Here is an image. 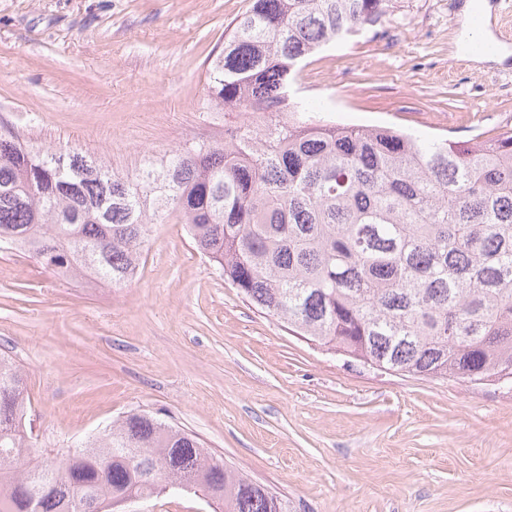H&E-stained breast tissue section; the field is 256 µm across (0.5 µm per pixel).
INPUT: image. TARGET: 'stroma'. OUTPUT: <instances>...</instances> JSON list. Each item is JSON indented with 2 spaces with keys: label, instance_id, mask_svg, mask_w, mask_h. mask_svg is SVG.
Returning <instances> with one entry per match:
<instances>
[{
  "label": "stroma",
  "instance_id": "obj_1",
  "mask_svg": "<svg viewBox=\"0 0 512 512\" xmlns=\"http://www.w3.org/2000/svg\"><path fill=\"white\" fill-rule=\"evenodd\" d=\"M465 0H393L327 46L297 94L323 120L466 141L512 129V44L472 62ZM250 0H0V129L135 176L224 121L205 72ZM0 353L21 367L33 454L61 459L130 412L195 434L288 512H512V388L401 375L253 306L156 224L124 286L0 251Z\"/></svg>",
  "mask_w": 512,
  "mask_h": 512
}]
</instances>
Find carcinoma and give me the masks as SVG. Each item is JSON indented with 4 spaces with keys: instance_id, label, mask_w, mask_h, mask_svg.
Wrapping results in <instances>:
<instances>
[{
    "instance_id": "carcinoma-1",
    "label": "carcinoma",
    "mask_w": 512,
    "mask_h": 512,
    "mask_svg": "<svg viewBox=\"0 0 512 512\" xmlns=\"http://www.w3.org/2000/svg\"><path fill=\"white\" fill-rule=\"evenodd\" d=\"M392 0H251L207 72L224 134L132 177L0 133V245L55 276L133 280L171 216L224 280L296 334L403 375L512 385V129L460 143L305 119L303 63L383 25ZM21 368L0 354V512H99L170 482L222 512H288L199 439L130 412L34 458Z\"/></svg>"
}]
</instances>
